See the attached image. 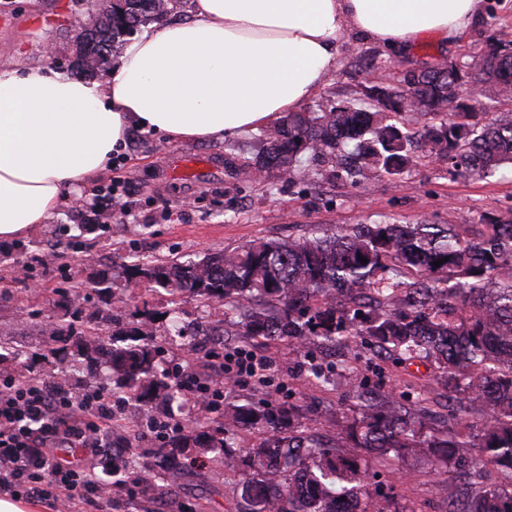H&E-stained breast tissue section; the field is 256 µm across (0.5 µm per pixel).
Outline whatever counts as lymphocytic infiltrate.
<instances>
[{
    "label": "lymphocytic infiltrate",
    "instance_id": "lymphocytic-infiltrate-1",
    "mask_svg": "<svg viewBox=\"0 0 512 512\" xmlns=\"http://www.w3.org/2000/svg\"><path fill=\"white\" fill-rule=\"evenodd\" d=\"M206 359L235 385L273 369L244 347ZM115 414L111 397L98 391L75 396L38 381L1 379L0 493L82 512L102 496L104 484L86 459L111 447Z\"/></svg>",
    "mask_w": 512,
    "mask_h": 512
}]
</instances>
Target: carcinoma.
Segmentation results:
<instances>
[{
	"instance_id": "carcinoma-1",
	"label": "carcinoma",
	"mask_w": 512,
	"mask_h": 512,
	"mask_svg": "<svg viewBox=\"0 0 512 512\" xmlns=\"http://www.w3.org/2000/svg\"><path fill=\"white\" fill-rule=\"evenodd\" d=\"M104 2L98 0L92 24L110 34L111 56L124 36L163 20L168 4L179 0H135L123 25L110 23ZM489 92L512 99L511 42H491L467 68L450 62L442 76L409 71L367 88L359 99L291 112L263 132L254 167L290 178L308 161L325 183L357 184L399 174L420 143L458 175L492 177L512 165V118L480 122L476 108ZM407 113L419 125L416 136L403 123ZM124 274L163 289L174 303L188 294L243 309V336L286 337L300 346L354 344L401 362H426L442 371L448 388V428L439 431L428 407L413 410L391 394L372 397L357 376H348L360 402L359 415L346 426L349 444L307 434L294 406H233L218 425L203 420L200 432L180 430L155 448L172 470L175 454L190 446H241L244 458L227 456L224 466L237 473L253 512H336L344 496L355 501V512H391L393 498L370 490L373 475L360 449L378 460L422 456L448 472L490 462L505 481L487 483L474 496L459 483L440 482L448 512H512V217L486 220L473 238L450 223L358 224L332 235L260 241L199 261L140 259L124 266ZM87 287L112 297L105 274ZM256 297L265 308H244ZM44 329L52 344L43 358L63 372L55 380L71 383L67 358L95 378L104 357L109 374L101 389L130 395L142 414L152 413L160 397L181 401L178 375L158 370L164 349L151 316L116 331L120 345L101 337L96 313L84 319L77 310L69 324L50 320ZM22 356L20 349L3 348L0 368L27 367ZM473 399L483 404L476 418L467 412ZM255 429L265 436L250 444L243 434ZM283 467L284 482L273 478Z\"/></svg>"
}]
</instances>
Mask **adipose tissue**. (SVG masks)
Wrapping results in <instances>:
<instances>
[{
  "instance_id": "1",
  "label": "adipose tissue",
  "mask_w": 512,
  "mask_h": 512,
  "mask_svg": "<svg viewBox=\"0 0 512 512\" xmlns=\"http://www.w3.org/2000/svg\"><path fill=\"white\" fill-rule=\"evenodd\" d=\"M481 0H191L188 20L142 31L108 79L0 65V240L47 223L112 167L131 128L222 139L299 111L350 36L397 52L454 42Z\"/></svg>"
}]
</instances>
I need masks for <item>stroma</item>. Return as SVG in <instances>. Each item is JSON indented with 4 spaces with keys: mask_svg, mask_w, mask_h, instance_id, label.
Instances as JSON below:
<instances>
[{
    "mask_svg": "<svg viewBox=\"0 0 512 512\" xmlns=\"http://www.w3.org/2000/svg\"><path fill=\"white\" fill-rule=\"evenodd\" d=\"M91 9L92 0H0V60L19 58L71 71L74 41ZM493 39L512 41V0H483L474 27L448 45L425 37L401 55L377 43L349 40L340 51L336 71L307 106L357 97L364 87L381 84L389 72L440 61L474 62ZM256 138V133L248 132L183 144L132 130L110 175L98 181L103 187L111 176L127 178L123 199L131 208L130 216L123 218L109 206L94 205L88 195L63 203L28 237L0 241V345L27 350V379L44 380L52 371L51 363L41 357L51 342L44 322L69 321L52 292L55 283L66 282L79 291L90 276L106 273L112 280L111 305L93 294L85 310L115 314L129 324L141 320L147 310L154 314V327L160 332L168 324L169 295L146 283L128 281L124 264L140 258L196 261L213 252H237L258 241L320 236L381 220L450 222L465 230L483 218L512 212V169L487 179L454 176L446 163L422 151L400 174L356 185L333 186L310 176L289 182L276 173L254 181L242 162L253 156ZM183 149L208 156L211 167L189 181L173 179L169 164ZM180 309L182 320L197 324L200 331L190 340L166 343L163 368L195 369L202 365L201 352L215 348L230 353L245 344L274 361L270 383L225 388L219 408L259 399L274 405L290 402L300 406L309 432L345 442L346 434L337 423L352 417L356 409L349 388L338 378L345 365L353 367L370 388L401 394L405 403H415L421 392L433 410H441L447 402L448 390L437 368L398 366L387 356L352 345L332 352L317 344L302 347L279 338L249 340L240 336L234 315L225 314L222 304L198 297H184ZM219 324L223 336H208V329ZM311 359L326 367L329 378L336 381L334 387L310 378ZM138 416L136 402L127 400L122 421L112 426V452L126 462L120 479L147 472L158 486L156 494L147 496L138 490L130 495L116 487L87 512H250L234 473L224 468L223 455L210 449L180 453V477L167 481L153 454L156 440L143 437L132 425ZM377 470L380 487L393 495L397 512H447L437 488L443 476L431 472L424 460L411 458L401 464L389 460L378 463Z\"/></svg>",
    "mask_w": 512,
    "mask_h": 512,
    "instance_id": "stroma-1",
    "label": "stroma"
}]
</instances>
